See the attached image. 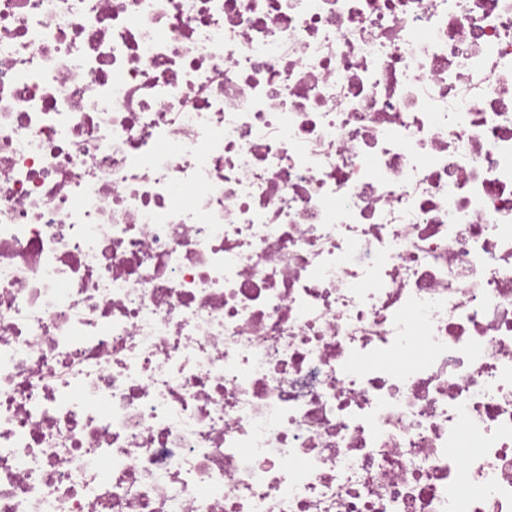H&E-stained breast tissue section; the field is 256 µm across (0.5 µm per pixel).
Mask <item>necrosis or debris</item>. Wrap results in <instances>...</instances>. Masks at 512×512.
Returning a JSON list of instances; mask_svg holds the SVG:
<instances>
[{
	"instance_id": "1",
	"label": "necrosis or debris",
	"mask_w": 512,
	"mask_h": 512,
	"mask_svg": "<svg viewBox=\"0 0 512 512\" xmlns=\"http://www.w3.org/2000/svg\"><path fill=\"white\" fill-rule=\"evenodd\" d=\"M0 512H512V0H0Z\"/></svg>"
}]
</instances>
